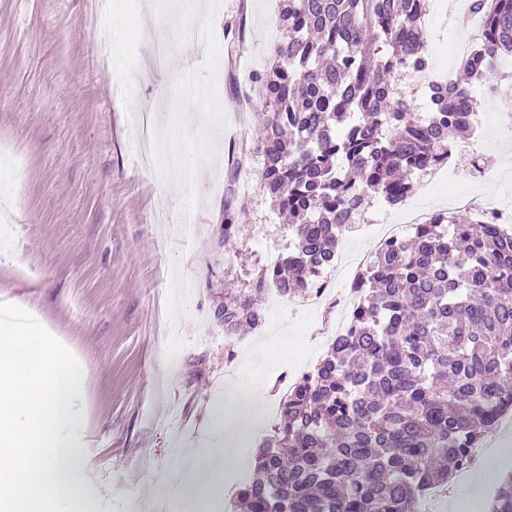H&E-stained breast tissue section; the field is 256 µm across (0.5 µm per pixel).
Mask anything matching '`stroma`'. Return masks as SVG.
<instances>
[{
  "instance_id": "1",
  "label": "stroma",
  "mask_w": 512,
  "mask_h": 512,
  "mask_svg": "<svg viewBox=\"0 0 512 512\" xmlns=\"http://www.w3.org/2000/svg\"><path fill=\"white\" fill-rule=\"evenodd\" d=\"M126 2L117 45L96 0H0V155L23 161L0 170V302L27 310L82 367L80 420L63 431L84 450L80 512H172L168 479L197 471L218 443L214 383L251 386L263 404L277 399L279 373L311 371L330 345L323 313L292 298L274 309L262 296L258 328L224 332L225 289L250 286L264 247L291 244L271 198L239 192L235 163L263 167L253 77L274 62L279 0L208 10L218 42L243 33L232 63L203 57L188 20L161 74L148 66L156 33L136 19L167 17L172 0ZM186 76L213 112L171 97ZM167 103L187 120L176 136L158 134L160 156L180 165L159 180L136 163L137 120ZM229 196L241 232L228 243ZM399 216L369 200L339 251L368 250L365 225ZM260 441L237 448L197 512H234Z\"/></svg>"
}]
</instances>
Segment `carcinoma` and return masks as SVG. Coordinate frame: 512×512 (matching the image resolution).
<instances>
[{
  "mask_svg": "<svg viewBox=\"0 0 512 512\" xmlns=\"http://www.w3.org/2000/svg\"><path fill=\"white\" fill-rule=\"evenodd\" d=\"M426 0H280L276 64L255 78L265 104L260 188L288 213L292 247L252 283L304 293L336 261L365 199L406 200L414 177L472 129L459 84L436 88L418 117L397 75L429 63ZM483 36L463 67L497 76L512 56V0H474ZM240 231L224 203V243ZM346 333L280 404L241 512H429L449 474L512 409V228L437 216L375 254ZM261 321L258 299L224 295V330ZM489 512H512V474Z\"/></svg>",
  "mask_w": 512,
  "mask_h": 512,
  "instance_id": "1",
  "label": "carcinoma"
}]
</instances>
